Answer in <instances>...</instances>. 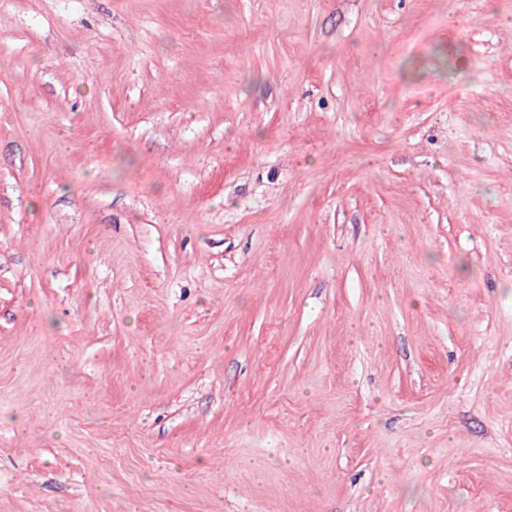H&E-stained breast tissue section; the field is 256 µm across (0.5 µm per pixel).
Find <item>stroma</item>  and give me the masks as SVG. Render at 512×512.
<instances>
[{"instance_id": "stroma-1", "label": "stroma", "mask_w": 512, "mask_h": 512, "mask_svg": "<svg viewBox=\"0 0 512 512\" xmlns=\"http://www.w3.org/2000/svg\"><path fill=\"white\" fill-rule=\"evenodd\" d=\"M0 512H512V0H0Z\"/></svg>"}]
</instances>
